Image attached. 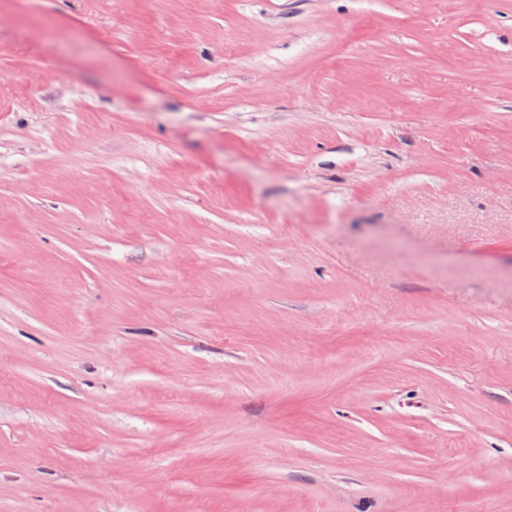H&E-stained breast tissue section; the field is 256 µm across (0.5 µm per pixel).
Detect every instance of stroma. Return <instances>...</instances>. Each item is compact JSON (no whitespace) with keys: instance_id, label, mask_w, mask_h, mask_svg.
<instances>
[{"instance_id":"1","label":"stroma","mask_w":512,"mask_h":512,"mask_svg":"<svg viewBox=\"0 0 512 512\" xmlns=\"http://www.w3.org/2000/svg\"><path fill=\"white\" fill-rule=\"evenodd\" d=\"M0 512H512V0H0Z\"/></svg>"}]
</instances>
